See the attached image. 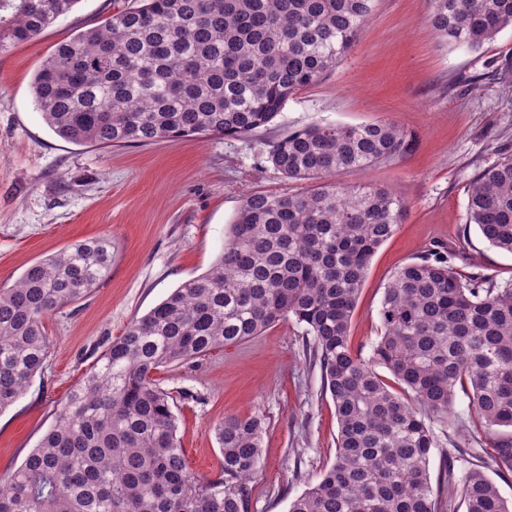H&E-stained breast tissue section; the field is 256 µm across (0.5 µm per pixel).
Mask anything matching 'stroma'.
<instances>
[{
  "mask_svg": "<svg viewBox=\"0 0 512 512\" xmlns=\"http://www.w3.org/2000/svg\"><path fill=\"white\" fill-rule=\"evenodd\" d=\"M135 3L80 0L53 27L0 52V289L73 242L112 239L108 277L85 300L45 318V368L0 412V475L37 447L68 393L133 319L212 267L245 194L295 189L267 160L271 142L290 131L390 121L414 140L408 154L364 175L336 176L391 189L407 206L370 262L351 319L354 352L371 354L384 288L403 264L439 252L460 274L512 284V253L491 246L467 221L473 177L512 155V28L479 50L457 48L426 23L429 0H375L341 64L290 97L268 129L242 139L193 136L112 147L59 137L34 106L38 68L76 30ZM311 342L289 319L154 374L173 397L181 446L199 476L221 472L215 429L224 417L264 418L250 512H289L335 460L336 408L309 355ZM472 414L466 392H457L448 437L430 454L431 476L456 459L453 443ZM470 456L511 502L512 465L485 440Z\"/></svg>",
  "mask_w": 512,
  "mask_h": 512,
  "instance_id": "obj_1",
  "label": "stroma"
}]
</instances>
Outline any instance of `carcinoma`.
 <instances>
[{"instance_id": "obj_1", "label": "carcinoma", "mask_w": 512, "mask_h": 512, "mask_svg": "<svg viewBox=\"0 0 512 512\" xmlns=\"http://www.w3.org/2000/svg\"><path fill=\"white\" fill-rule=\"evenodd\" d=\"M81 0H13L0 51L26 42ZM78 31L43 61L36 110L58 136L112 146L189 136L244 138L288 99L336 69L374 0H140ZM427 23L478 50L512 27V0H430ZM392 122L310 125L271 142L268 162L311 185L243 197L211 270L189 279L112 341L79 381L39 446L0 478V512H249V479L265 427L227 416L216 428L218 478L191 472L170 393L152 374L294 319L313 338L339 425L336 458L289 512H512L483 471L449 465L433 491L431 449L457 389L474 426L512 464V286L461 277L436 253L399 268L384 288L381 336L353 352L350 323L370 261L405 202L387 188L336 181L412 150ZM468 222L512 253V157L468 187ZM112 238L72 243L0 289V412L15 404L49 352L44 319L110 273ZM401 386L397 392L378 369Z\"/></svg>"}]
</instances>
